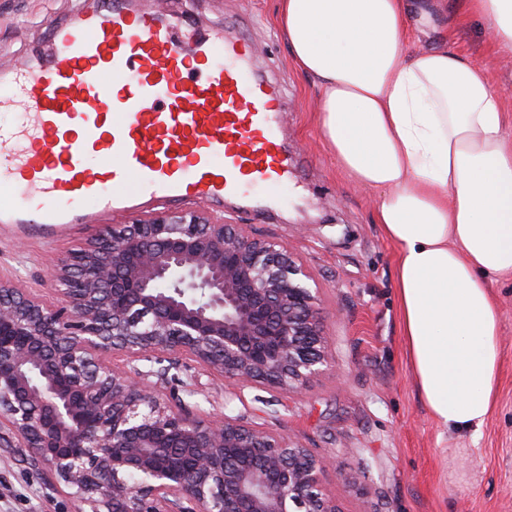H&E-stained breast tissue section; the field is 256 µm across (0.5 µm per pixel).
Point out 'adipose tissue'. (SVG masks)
Listing matches in <instances>:
<instances>
[{"instance_id":"ef3b65f1","label":"adipose tissue","mask_w":512,"mask_h":512,"mask_svg":"<svg viewBox=\"0 0 512 512\" xmlns=\"http://www.w3.org/2000/svg\"><path fill=\"white\" fill-rule=\"evenodd\" d=\"M512 55V0H460ZM448 0H279L296 68L321 91L317 123L348 180L378 190L397 248L396 303L414 384L445 430L496 407L500 315L489 282L512 277V126L485 70L438 44Z\"/></svg>"}]
</instances>
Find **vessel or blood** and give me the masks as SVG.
I'll return each instance as SVG.
<instances>
[{"label": "vessel or blood", "instance_id": "vessel-or-blood-1", "mask_svg": "<svg viewBox=\"0 0 512 512\" xmlns=\"http://www.w3.org/2000/svg\"><path fill=\"white\" fill-rule=\"evenodd\" d=\"M46 57L0 74V111L14 113L0 122V224H86L85 198L101 211L220 203L288 181L283 90L253 72L243 36L208 43L129 0H93L51 24Z\"/></svg>", "mask_w": 512, "mask_h": 512}]
</instances>
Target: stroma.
<instances>
[{
    "instance_id": "35a3bbf8",
    "label": "stroma",
    "mask_w": 512,
    "mask_h": 512,
    "mask_svg": "<svg viewBox=\"0 0 512 512\" xmlns=\"http://www.w3.org/2000/svg\"><path fill=\"white\" fill-rule=\"evenodd\" d=\"M278 0H165L166 14L207 36L231 25L253 41L254 63L285 89L277 133L293 161L287 184L246 187L224 205L146 198L131 210L83 207L92 225L45 233L0 227V278L58 298L49 271L98 229L156 212L199 207L227 224L245 225L303 260L321 290L320 317L335 342L338 372H325L298 393L237 388L185 358L140 362L164 371L160 386L192 410L245 417L332 457L323 486L339 512H512V279L491 284L501 315L502 362L497 406L478 432L444 431L413 383L395 299L397 250L374 220L378 192L341 176L316 122L320 91L292 63L276 24ZM75 0H0V72L22 65L73 18ZM487 71L512 110V56L488 41L482 19L457 13L440 35ZM30 449L0 448V512H77Z\"/></svg>"
}]
</instances>
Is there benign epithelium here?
Segmentation results:
<instances>
[{
  "label": "benign epithelium",
  "instance_id": "1",
  "mask_svg": "<svg viewBox=\"0 0 512 512\" xmlns=\"http://www.w3.org/2000/svg\"><path fill=\"white\" fill-rule=\"evenodd\" d=\"M50 275L56 301L0 279V447L32 449L79 512H339L299 442L166 402L130 367L182 356L240 387L304 386L333 358L299 258L186 210L107 226Z\"/></svg>",
  "mask_w": 512,
  "mask_h": 512
}]
</instances>
